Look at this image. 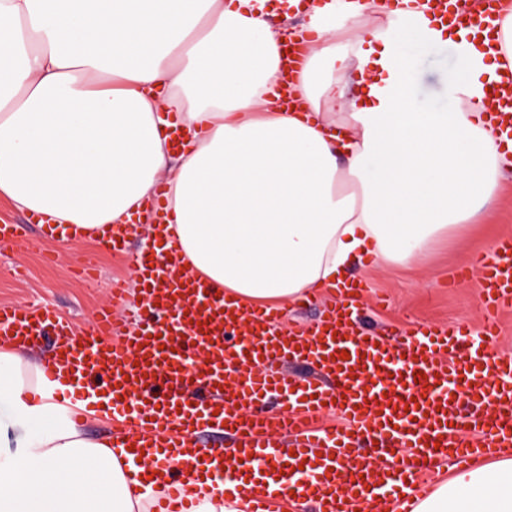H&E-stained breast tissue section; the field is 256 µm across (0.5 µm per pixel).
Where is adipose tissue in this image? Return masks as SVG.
Instances as JSON below:
<instances>
[{"mask_svg":"<svg viewBox=\"0 0 512 512\" xmlns=\"http://www.w3.org/2000/svg\"><path fill=\"white\" fill-rule=\"evenodd\" d=\"M347 14L351 38L333 19ZM386 0H317L301 26L254 0H0V195L54 224L70 246L145 216L161 201L155 251L239 305L297 302L348 285L353 263L425 255L501 191L512 153L499 144L484 85L512 62V9L497 52L438 28L464 76L449 112H421L397 43L412 13L369 28ZM302 42L281 102L283 42ZM378 161L367 177V158ZM22 353H0V394L26 414L70 390ZM0 460V512H144L161 494L129 483L121 449L85 437L78 412ZM192 512H243L238 493L190 481ZM412 512H512V454L467 467Z\"/></svg>","mask_w":512,"mask_h":512,"instance_id":"1","label":"adipose tissue"}]
</instances>
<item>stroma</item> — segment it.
<instances>
[{"instance_id": "1", "label": "stroma", "mask_w": 512, "mask_h": 512, "mask_svg": "<svg viewBox=\"0 0 512 512\" xmlns=\"http://www.w3.org/2000/svg\"><path fill=\"white\" fill-rule=\"evenodd\" d=\"M398 50L409 67L408 91L423 112H448L455 100L448 88L462 74L455 48L447 43L408 41ZM21 224L14 240H0V303L48 305L77 325L89 324L94 311L109 301L113 278L133 280L124 257L94 243L71 250L45 241L26 213L0 198V224ZM512 234V171L508 172L491 214H479L463 231L438 239L426 257L404 265H354L353 281L368 295L383 294L381 307L365 309L366 329L411 328L419 322L477 328L482 303L474 283L454 284L456 272L488 244ZM54 412L30 417L8 397H0V458L22 457L29 439L52 429Z\"/></svg>"}]
</instances>
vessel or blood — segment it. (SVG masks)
<instances>
[{"mask_svg":"<svg viewBox=\"0 0 512 512\" xmlns=\"http://www.w3.org/2000/svg\"><path fill=\"white\" fill-rule=\"evenodd\" d=\"M417 2L420 25L461 27L494 49L495 0L476 18L468 0ZM489 86L500 133L512 140V71ZM116 235L112 251L125 256L142 295L125 319L106 306L78 326L46 306L0 304V351L51 341L47 378L64 368L77 387L102 390L106 411L121 420L111 443L132 450L130 480L159 472L172 488L200 476L243 481L249 512L309 500L323 512H357L387 495L409 512L429 467L512 449V356L495 350L497 315L512 309V235L476 261L487 313L478 334L419 323L402 336L364 328L361 287L341 290L321 322L277 332V310L226 303L179 260L154 261L128 249L127 230ZM291 362L312 376L284 374ZM335 414L343 428L320 426ZM211 428L231 447L200 449ZM362 440L384 444L385 463L359 448Z\"/></svg>","mask_w":512,"mask_h":512,"instance_id":"obj_1","label":"vessel or blood"}]
</instances>
